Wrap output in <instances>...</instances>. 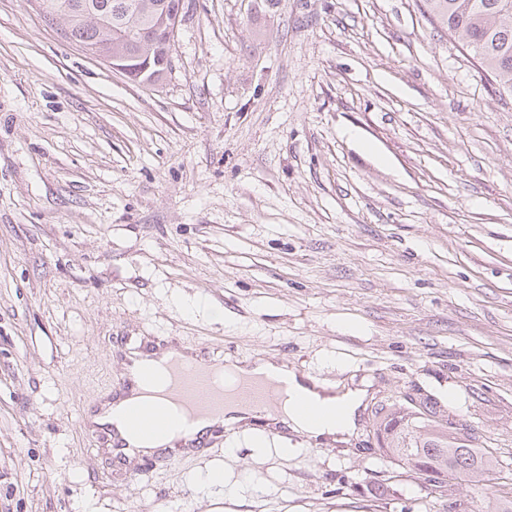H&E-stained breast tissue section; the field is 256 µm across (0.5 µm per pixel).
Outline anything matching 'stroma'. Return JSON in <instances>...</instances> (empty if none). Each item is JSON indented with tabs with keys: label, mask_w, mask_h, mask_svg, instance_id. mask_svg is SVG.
Returning <instances> with one entry per match:
<instances>
[{
	"label": "stroma",
	"mask_w": 512,
	"mask_h": 512,
	"mask_svg": "<svg viewBox=\"0 0 512 512\" xmlns=\"http://www.w3.org/2000/svg\"><path fill=\"white\" fill-rule=\"evenodd\" d=\"M183 4L144 84L0 0V512H498L512 93L425 0ZM122 339L369 385L359 434L111 456L87 418ZM426 400L499 468L436 488L385 457L376 409Z\"/></svg>",
	"instance_id": "35a3bbf8"
}]
</instances>
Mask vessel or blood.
I'll return each instance as SVG.
<instances>
[{
    "instance_id": "1",
    "label": "vessel or blood",
    "mask_w": 512,
    "mask_h": 512,
    "mask_svg": "<svg viewBox=\"0 0 512 512\" xmlns=\"http://www.w3.org/2000/svg\"><path fill=\"white\" fill-rule=\"evenodd\" d=\"M167 356L165 390L145 391L125 413L128 427L140 434L156 435L223 416L232 398L270 412L286 397L287 381L240 379L229 387L222 380L223 364L187 353L176 344L168 348Z\"/></svg>"
}]
</instances>
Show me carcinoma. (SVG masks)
I'll return each instance as SVG.
<instances>
[{
    "label": "carcinoma",
    "instance_id": "cac0c4a2",
    "mask_svg": "<svg viewBox=\"0 0 512 512\" xmlns=\"http://www.w3.org/2000/svg\"><path fill=\"white\" fill-rule=\"evenodd\" d=\"M74 0H44V17L65 18L76 42L94 57L121 58L136 67L145 63L139 44L151 43L148 74L157 80L167 68V41L162 18L181 14L182 0H129L135 8L123 14L120 24L87 22L66 3ZM434 17L507 91L512 92V0H427ZM436 412L386 410L379 414L374 434L380 449L419 475L429 476L431 485H441L459 475L477 478L496 467L498 460L479 448L455 441L448 427L434 419Z\"/></svg>",
    "mask_w": 512,
    "mask_h": 512
}]
</instances>
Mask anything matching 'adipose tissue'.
Returning <instances> with one entry per match:
<instances>
[{
    "label": "adipose tissue",
    "mask_w": 512,
    "mask_h": 512,
    "mask_svg": "<svg viewBox=\"0 0 512 512\" xmlns=\"http://www.w3.org/2000/svg\"><path fill=\"white\" fill-rule=\"evenodd\" d=\"M224 374L230 382L243 376L287 380L288 397L274 418L295 434L321 443L347 444L358 433L360 412L368 396L365 388L352 387L334 392L319 380L300 374L287 364L260 357L249 363H225Z\"/></svg>",
    "instance_id": "ef3b65f1"
}]
</instances>
